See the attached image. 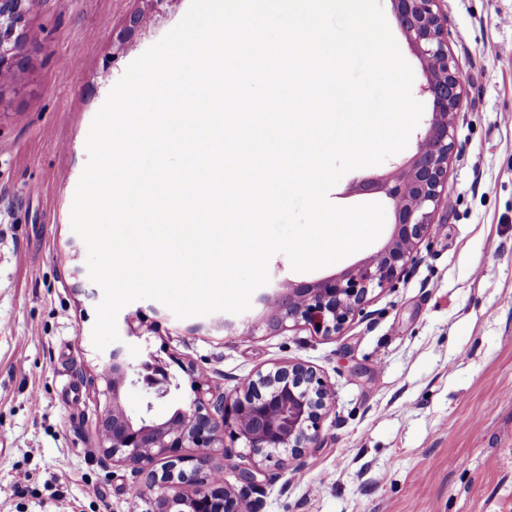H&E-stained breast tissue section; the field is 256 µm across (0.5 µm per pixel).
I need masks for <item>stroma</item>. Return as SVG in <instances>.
Instances as JSON below:
<instances>
[{
	"mask_svg": "<svg viewBox=\"0 0 512 512\" xmlns=\"http://www.w3.org/2000/svg\"><path fill=\"white\" fill-rule=\"evenodd\" d=\"M141 0H40L25 52L0 87V512H141L131 467L98 449L103 384L92 329L98 298L87 251L71 228L86 137L112 83L175 27L189 0L120 43ZM448 50L464 75L448 164V207L396 287L364 319L323 338L259 329L241 339L188 333L158 301L117 316L134 363L155 353L177 390L155 399L163 418L190 394L185 366L231 391L302 361L332 385L322 440L303 461L263 463L250 498L257 512H512V0H445ZM416 140L377 166L345 174L339 206L385 203L351 192L416 151ZM363 248L330 266L293 271L269 262V289L340 273ZM157 334L141 341L126 319Z\"/></svg>",
	"mask_w": 512,
	"mask_h": 512,
	"instance_id": "stroma-1",
	"label": "stroma"
}]
</instances>
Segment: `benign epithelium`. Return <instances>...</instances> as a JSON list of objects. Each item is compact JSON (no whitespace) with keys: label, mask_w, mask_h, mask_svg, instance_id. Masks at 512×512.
Listing matches in <instances>:
<instances>
[{"label":"benign epithelium","mask_w":512,"mask_h":512,"mask_svg":"<svg viewBox=\"0 0 512 512\" xmlns=\"http://www.w3.org/2000/svg\"><path fill=\"white\" fill-rule=\"evenodd\" d=\"M173 0H142L130 16L133 33L167 13ZM395 18L426 72L422 93L431 102L412 159L378 179L363 181L357 192H382L394 211V230L378 251L344 272L288 283L261 297L266 326L292 330L300 326L316 336H334L366 315L376 289H393L427 236L435 212L448 202V160L456 149L454 117L463 96L461 70L448 52L440 4L443 0H390ZM33 0H0V72L12 71L24 51L23 29ZM105 387L97 433L107 460L130 466L142 478L138 496L143 512H252L247 490L259 465L302 459L321 440V421L332 409V392L317 369L304 362L281 366L248 384L246 390L211 393L202 372H188L191 396L165 419L151 414L152 402L137 414L122 403L127 384L142 378L147 394L163 398L170 377L150 352L131 364L122 347L97 356ZM242 443L248 463L239 467L237 490L224 483L211 457L225 440ZM184 448H195L184 455ZM190 486L187 492L183 487Z\"/></svg>","instance_id":"obj_1"}]
</instances>
